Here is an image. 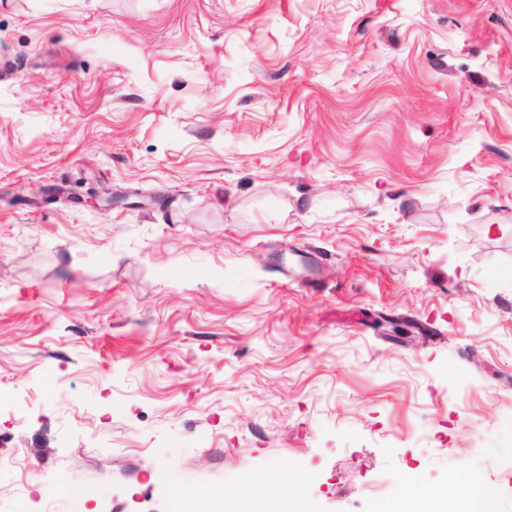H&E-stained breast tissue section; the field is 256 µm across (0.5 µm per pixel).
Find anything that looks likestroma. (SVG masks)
Instances as JSON below:
<instances>
[{
	"mask_svg": "<svg viewBox=\"0 0 512 512\" xmlns=\"http://www.w3.org/2000/svg\"><path fill=\"white\" fill-rule=\"evenodd\" d=\"M0 393V512H512V0H0ZM276 473L268 478V474L260 478L256 483L248 487L239 499L234 503L233 512H304L311 511L296 507L298 499L297 475ZM274 483L283 489L281 496L270 498L262 491V486Z\"/></svg>",
	"mask_w": 512,
	"mask_h": 512,
	"instance_id": "35a3bbf8",
	"label": "stroma"
}]
</instances>
